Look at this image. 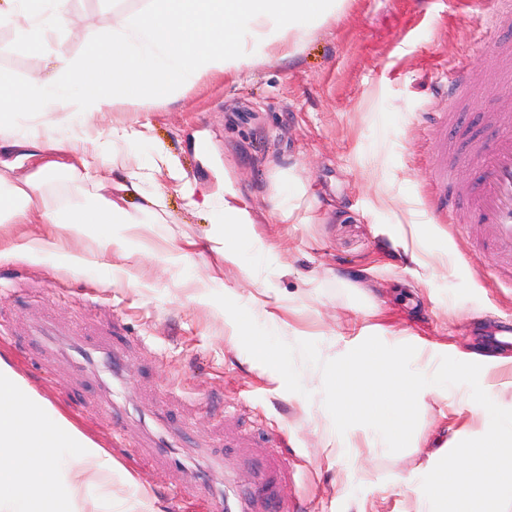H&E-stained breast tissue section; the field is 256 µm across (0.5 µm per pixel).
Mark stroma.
Here are the masks:
<instances>
[{
    "label": "stroma",
    "mask_w": 512,
    "mask_h": 512,
    "mask_svg": "<svg viewBox=\"0 0 512 512\" xmlns=\"http://www.w3.org/2000/svg\"><path fill=\"white\" fill-rule=\"evenodd\" d=\"M151 5L68 0L70 56ZM492 6L507 11L512 0H349L299 55L236 77L205 72L149 112L116 102L96 113L104 129H145L103 179L58 156L43 187L51 201L111 195L135 211L160 194L166 204L161 224L54 226L65 250L86 257L81 266L0 259V357L112 456L104 479L114 498L136 501L135 473L154 512H182L187 500L217 501L225 477L253 462L279 472L280 512H419L412 479L427 449L389 453L365 426L337 434L319 369L301 366L306 394L287 391L212 296L286 342H318L325 360L370 326L390 346L424 341L416 364L429 373L444 354L512 356L499 332L512 321V278L477 248L474 225L449 223L448 189L426 172L449 63L465 66V124L512 105V82L489 91L491 62L476 46V18ZM0 69L24 85L48 77L52 58L0 26ZM129 169L139 190L122 189ZM292 177L306 190L299 224L271 203ZM228 202L253 219L236 263L211 242ZM107 237L108 268L96 261ZM104 341L124 359L115 423L97 410L111 374L78 353ZM471 403L464 385L426 396L416 435L446 441L462 420L477 424Z\"/></svg>",
    "instance_id": "obj_1"
}]
</instances>
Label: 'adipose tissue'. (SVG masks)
<instances>
[{
	"instance_id": "adipose-tissue-1",
	"label": "adipose tissue",
	"mask_w": 512,
	"mask_h": 512,
	"mask_svg": "<svg viewBox=\"0 0 512 512\" xmlns=\"http://www.w3.org/2000/svg\"><path fill=\"white\" fill-rule=\"evenodd\" d=\"M0 24L14 26L27 48L46 54L51 37L65 25L67 0H12ZM347 0H154L147 13L118 21L110 36L91 43L79 60L57 48L50 78L18 86L0 71V141L10 148L73 155L86 177L113 166L119 145L140 137V130L115 127L81 132L84 149L59 139L58 131L100 112L117 100L159 102L176 99L201 72L215 69L239 75L265 60L273 46L287 55L300 54L316 31L334 20ZM33 123L20 128L19 114ZM52 163L42 164L24 185L0 191V216L21 228L18 241L0 237V258L22 253L68 265L75 255L63 252L49 233L28 234L31 224H141L162 220L164 201L152 197L147 215L122 209L100 196L66 208L43 196ZM49 403L0 357V512H113L111 494L92 500L88 492L101 485L113 466L104 448L63 412ZM64 436L68 448L49 446ZM66 483L70 494L58 501L51 486Z\"/></svg>"
}]
</instances>
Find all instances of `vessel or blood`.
Instances as JSON below:
<instances>
[{
	"mask_svg": "<svg viewBox=\"0 0 512 512\" xmlns=\"http://www.w3.org/2000/svg\"><path fill=\"white\" fill-rule=\"evenodd\" d=\"M496 64L489 87L497 89L501 80L512 78V45L501 43L491 51ZM448 102L451 112L445 114L435 128L431 177L445 182L454 176L462 155L449 149V133L460 132L459 118L469 110L471 103L466 97L465 74L461 68H449ZM487 127L497 135L489 143L474 146L470 161L476 171V184L462 190L459 203L448 215L455 224L475 219L479 222V245L490 251L501 270L512 273V113L487 112L483 115ZM278 478L271 470L251 467L244 480L236 483L225 503L229 512H253L257 501L273 504Z\"/></svg>",
	"mask_w": 512,
	"mask_h": 512,
	"instance_id": "b4317fda",
	"label": "vessel or blood"
}]
</instances>
